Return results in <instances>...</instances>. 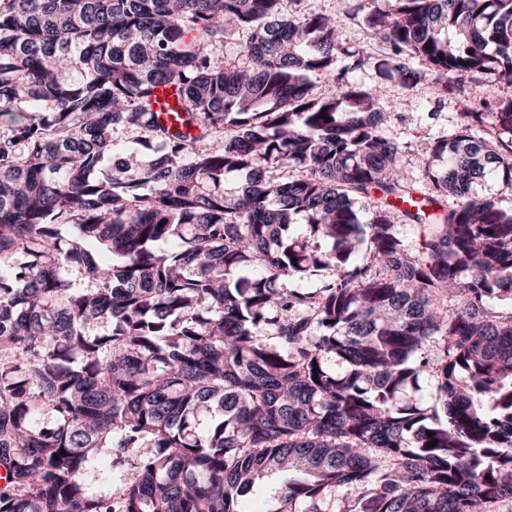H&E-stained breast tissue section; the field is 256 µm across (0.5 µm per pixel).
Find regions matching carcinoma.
I'll return each instance as SVG.
<instances>
[{"label": "carcinoma", "mask_w": 512, "mask_h": 512, "mask_svg": "<svg viewBox=\"0 0 512 512\" xmlns=\"http://www.w3.org/2000/svg\"><path fill=\"white\" fill-rule=\"evenodd\" d=\"M368 2L375 65L282 0H0V512H241L285 471L269 512L512 502V206L475 192L512 182V98L466 89L512 84V0ZM407 56L458 109L419 175L345 79L409 90ZM476 193L481 197H487L499 201L502 206L512 204V192L505 185L501 172L489 173L475 187Z\"/></svg>", "instance_id": "cac0c4a2"}]
</instances>
